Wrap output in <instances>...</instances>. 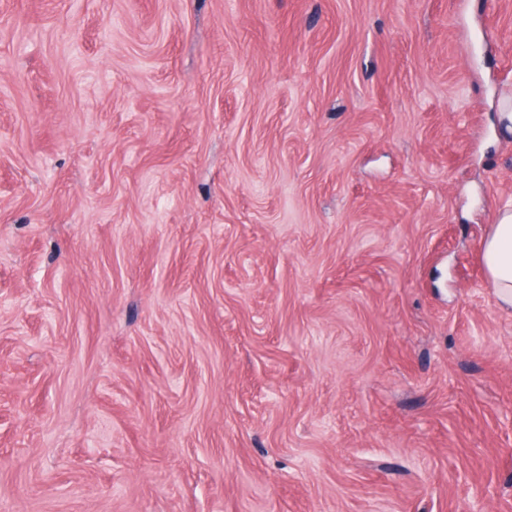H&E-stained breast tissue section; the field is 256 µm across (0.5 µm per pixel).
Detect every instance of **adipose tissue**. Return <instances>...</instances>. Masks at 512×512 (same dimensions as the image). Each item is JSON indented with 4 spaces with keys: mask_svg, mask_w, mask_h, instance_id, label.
<instances>
[{
    "mask_svg": "<svg viewBox=\"0 0 512 512\" xmlns=\"http://www.w3.org/2000/svg\"><path fill=\"white\" fill-rule=\"evenodd\" d=\"M481 258L500 303L512 308V207L498 213L491 233L483 242Z\"/></svg>",
    "mask_w": 512,
    "mask_h": 512,
    "instance_id": "ef3b65f1",
    "label": "adipose tissue"
}]
</instances>
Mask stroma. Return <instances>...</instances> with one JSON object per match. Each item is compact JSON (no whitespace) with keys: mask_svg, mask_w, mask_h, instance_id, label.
<instances>
[{"mask_svg":"<svg viewBox=\"0 0 512 512\" xmlns=\"http://www.w3.org/2000/svg\"><path fill=\"white\" fill-rule=\"evenodd\" d=\"M512 0H0V512H512ZM481 258L500 303L512 308V207L498 213L492 232L483 242Z\"/></svg>","mask_w":512,"mask_h":512,"instance_id":"35a3bbf8","label":"stroma"}]
</instances>
